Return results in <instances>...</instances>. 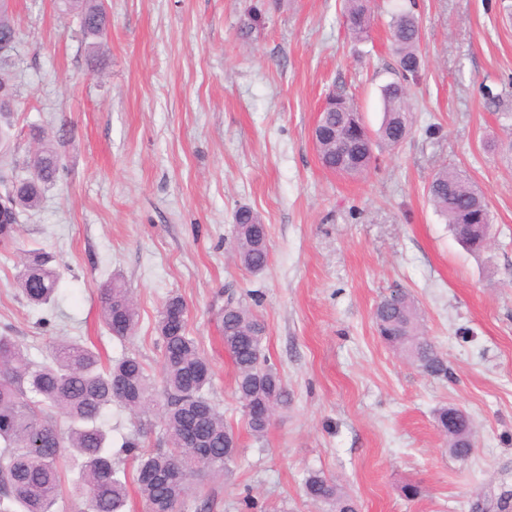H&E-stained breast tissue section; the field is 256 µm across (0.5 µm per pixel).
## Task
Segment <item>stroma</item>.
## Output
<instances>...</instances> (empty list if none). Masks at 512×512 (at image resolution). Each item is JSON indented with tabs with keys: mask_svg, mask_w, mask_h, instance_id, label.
Listing matches in <instances>:
<instances>
[{
	"mask_svg": "<svg viewBox=\"0 0 512 512\" xmlns=\"http://www.w3.org/2000/svg\"><path fill=\"white\" fill-rule=\"evenodd\" d=\"M112 28L97 67L75 14L56 0H8L17 28L9 152L24 177L57 136L60 170L15 239L0 242V334L35 360L78 340L102 363L138 356L161 374L158 311L186 302L188 329L213 369L210 398L239 436L230 477L192 481L212 512H320L303 492L317 470L361 512H512V0H371L353 39L345 0H107ZM421 28L423 69L409 85L414 124L370 170L342 178L311 140L328 93L352 97L370 131L393 78V13ZM467 174L492 214V246L466 252L430 204L442 167ZM269 232L254 275L232 256L234 214ZM54 257V304L36 308L17 274L29 251ZM119 277L136 302L134 337H112L100 287ZM419 302L448 378L421 375L377 333L391 289ZM241 297L265 323L266 354L289 392L263 440L247 431L218 312ZM466 410L475 451L449 456L434 411ZM418 486L412 499L404 484Z\"/></svg>",
	"mask_w": 512,
	"mask_h": 512,
	"instance_id": "35a3bbf8",
	"label": "stroma"
}]
</instances>
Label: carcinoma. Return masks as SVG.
I'll return each instance as SVG.
<instances>
[{"mask_svg":"<svg viewBox=\"0 0 512 512\" xmlns=\"http://www.w3.org/2000/svg\"><path fill=\"white\" fill-rule=\"evenodd\" d=\"M63 12H77L87 39L101 37L111 25L104 0H61ZM346 18L353 37L364 38L371 24L370 0H346ZM390 36L396 55L397 79L382 88L383 121L372 135L365 131L361 113L346 97L332 93L322 116L329 136L317 144L322 165L341 176H358L376 162L375 149L393 150L410 134L411 103L408 81L421 64L419 22L411 12L395 15ZM38 144L40 168L34 177L0 178L5 214L0 219V241L13 239L20 213L39 207L42 195L59 171V153L39 128L31 129ZM427 195L455 238L469 251L487 249L480 225L491 224L484 194L454 168L433 175ZM235 254L241 267L262 272L268 264V231L258 215L241 206L235 214ZM52 257L32 252L22 263L17 285L28 303H49L58 273ZM101 315L112 336L134 335L138 313L130 292L119 280L100 291ZM187 306L179 296L165 300L159 312L162 340L163 401L157 417L163 427L164 447L149 451L140 437L128 438L117 452L107 445L103 427L106 411L118 403L147 416L155 408V388L144 363L124 355L104 369L99 354L80 341L52 346L48 359L36 362L12 336L0 335V512H57L59 500L85 501L86 512H126V481L117 476L113 455L135 463L134 483L149 512H207L208 503L188 496L193 478L203 469L231 473L239 437L224 422V411L208 396L212 369L187 329ZM373 318L382 340L421 374L448 378V363L435 342L426 336L422 311L403 288H394L375 305ZM264 325L258 316L232 296L222 309L224 349L235 371V393L249 434L259 440L270 421L262 416L271 405L288 404V390L263 347ZM448 410L434 412L437 429L448 439V454L458 460L474 452L472 421L460 416L448 429ZM80 468L73 489L64 492L69 464ZM304 493L327 512H360L349 491L320 472L303 482Z\"/></svg>","mask_w":512,"mask_h":512,"instance_id":"1","label":"carcinoma"}]
</instances>
